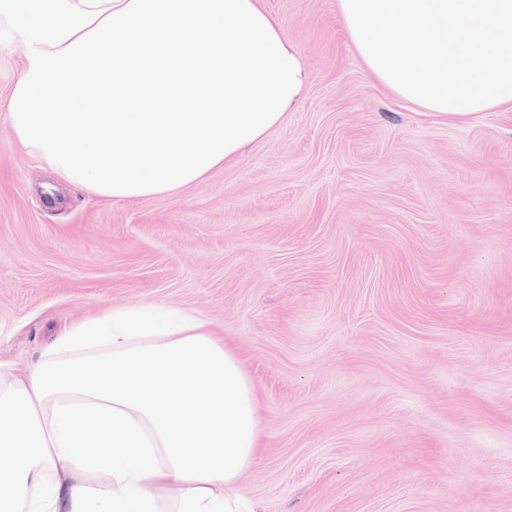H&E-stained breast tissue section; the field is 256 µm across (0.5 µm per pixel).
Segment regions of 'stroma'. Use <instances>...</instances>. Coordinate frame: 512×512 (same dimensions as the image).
Masks as SVG:
<instances>
[{"mask_svg":"<svg viewBox=\"0 0 512 512\" xmlns=\"http://www.w3.org/2000/svg\"><path fill=\"white\" fill-rule=\"evenodd\" d=\"M309 72L266 137L172 196L68 188L12 137L0 29V362L139 303L224 330L262 402L264 512H512V106L418 115L336 0H261Z\"/></svg>","mask_w":512,"mask_h":512,"instance_id":"obj_1","label":"stroma"}]
</instances>
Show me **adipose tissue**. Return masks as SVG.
I'll return each mask as SVG.
<instances>
[{
    "label": "adipose tissue",
    "instance_id": "1",
    "mask_svg": "<svg viewBox=\"0 0 512 512\" xmlns=\"http://www.w3.org/2000/svg\"><path fill=\"white\" fill-rule=\"evenodd\" d=\"M367 70L435 116L512 102V0H336ZM29 45L14 138L64 184L172 195L281 123L309 79L259 0H0ZM262 406L203 314L136 304L0 367V512H260Z\"/></svg>",
    "mask_w": 512,
    "mask_h": 512
}]
</instances>
